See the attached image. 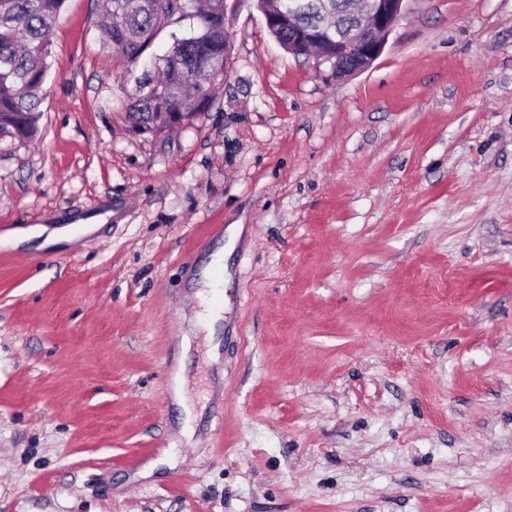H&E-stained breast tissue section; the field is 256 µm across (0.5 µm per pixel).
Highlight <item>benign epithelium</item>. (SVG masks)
I'll list each match as a JSON object with an SVG mask.
<instances>
[{"mask_svg":"<svg viewBox=\"0 0 512 512\" xmlns=\"http://www.w3.org/2000/svg\"><path fill=\"white\" fill-rule=\"evenodd\" d=\"M405 0H344L333 9L331 0H315L317 22H297L293 8L274 2L262 8L266 26H288V52L303 55L311 50L336 79L368 69L383 52L387 38L400 19Z\"/></svg>","mask_w":512,"mask_h":512,"instance_id":"obj_1","label":"benign epithelium"}]
</instances>
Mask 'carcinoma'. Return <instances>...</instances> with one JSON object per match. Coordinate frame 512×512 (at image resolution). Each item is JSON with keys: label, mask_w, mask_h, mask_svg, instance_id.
Returning a JSON list of instances; mask_svg holds the SVG:
<instances>
[{"label": "carcinoma", "mask_w": 512, "mask_h": 512, "mask_svg": "<svg viewBox=\"0 0 512 512\" xmlns=\"http://www.w3.org/2000/svg\"><path fill=\"white\" fill-rule=\"evenodd\" d=\"M186 3L182 15L198 21V31L174 39L158 68L127 104L134 129L153 133L174 129L209 107L224 82V0H104L107 17L102 47L129 62L140 58L157 34ZM65 0H0V135L32 140L48 75L52 32ZM177 113L172 120L169 113Z\"/></svg>", "instance_id": "obj_1"}]
</instances>
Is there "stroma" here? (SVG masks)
Returning <instances> with one entry per match:
<instances>
[{"label":"stroma","instance_id":"stroma-1","mask_svg":"<svg viewBox=\"0 0 512 512\" xmlns=\"http://www.w3.org/2000/svg\"><path fill=\"white\" fill-rule=\"evenodd\" d=\"M100 20L66 0L0 136V233L74 235L0 248V512H512V0H405L342 83L225 0L224 83L157 135Z\"/></svg>","mask_w":512,"mask_h":512}]
</instances>
